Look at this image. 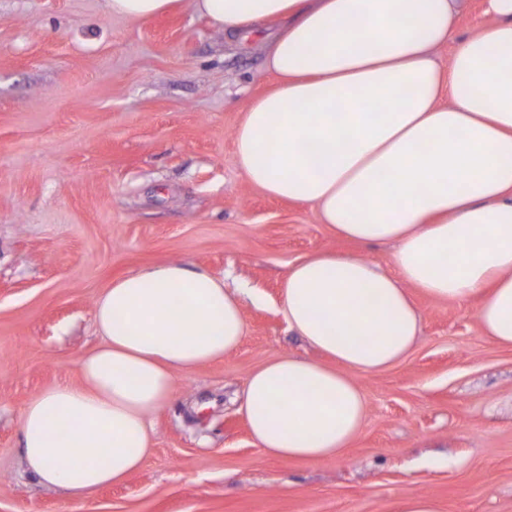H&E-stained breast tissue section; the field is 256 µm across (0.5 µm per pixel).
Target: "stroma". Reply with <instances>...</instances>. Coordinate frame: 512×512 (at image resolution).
I'll return each mask as SVG.
<instances>
[{
	"label": "stroma",
	"instance_id": "obj_1",
	"mask_svg": "<svg viewBox=\"0 0 512 512\" xmlns=\"http://www.w3.org/2000/svg\"><path fill=\"white\" fill-rule=\"evenodd\" d=\"M274 30L225 38L192 0L144 20L107 0H0V512H396L416 494L439 512H512V348L482 336L474 298L412 291L420 339L357 375L367 421L340 456L276 460L250 434V372L320 357L283 314L291 266L353 251L390 270L396 251L340 237L239 169L233 133L275 85ZM170 261L243 289L241 345L178 374L123 483L40 486L19 449L24 406L78 382L112 280Z\"/></svg>",
	"mask_w": 512,
	"mask_h": 512
}]
</instances>
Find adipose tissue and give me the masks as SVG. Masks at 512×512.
Returning <instances> with one entry per match:
<instances>
[{
    "mask_svg": "<svg viewBox=\"0 0 512 512\" xmlns=\"http://www.w3.org/2000/svg\"><path fill=\"white\" fill-rule=\"evenodd\" d=\"M459 0H193L225 36L278 24L266 65L276 86L234 131L237 165L263 192L313 207L358 243L392 242L394 271L355 253L292 266L289 329L331 365L284 355L250 373L243 410L270 457L339 456L362 430L373 373L417 343L409 291L477 296L483 336L512 347V0H486L494 24L454 37ZM100 346L80 381L24 407L20 451L47 487L89 494L137 471L147 418L176 376L233 352L246 333L237 290L180 263L113 280L98 297Z\"/></svg>",
    "mask_w": 512,
    "mask_h": 512,
    "instance_id": "1",
    "label": "adipose tissue"
}]
</instances>
